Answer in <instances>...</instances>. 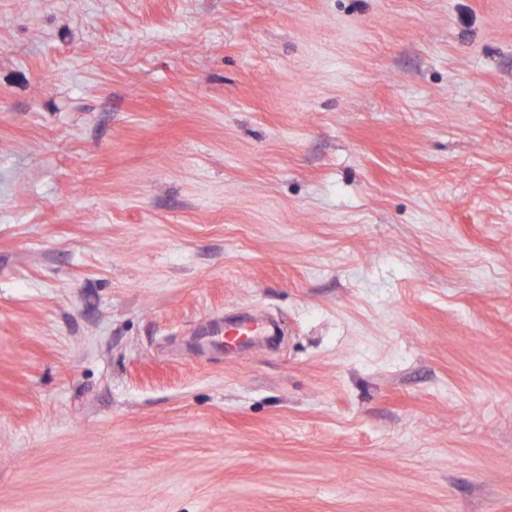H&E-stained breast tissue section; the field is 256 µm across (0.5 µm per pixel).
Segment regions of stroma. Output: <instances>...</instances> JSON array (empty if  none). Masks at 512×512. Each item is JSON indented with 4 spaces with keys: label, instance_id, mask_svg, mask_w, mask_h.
Returning <instances> with one entry per match:
<instances>
[{
    "label": "stroma",
    "instance_id": "35a3bbf8",
    "mask_svg": "<svg viewBox=\"0 0 512 512\" xmlns=\"http://www.w3.org/2000/svg\"><path fill=\"white\" fill-rule=\"evenodd\" d=\"M0 512H512V0H0Z\"/></svg>",
    "mask_w": 512,
    "mask_h": 512
}]
</instances>
